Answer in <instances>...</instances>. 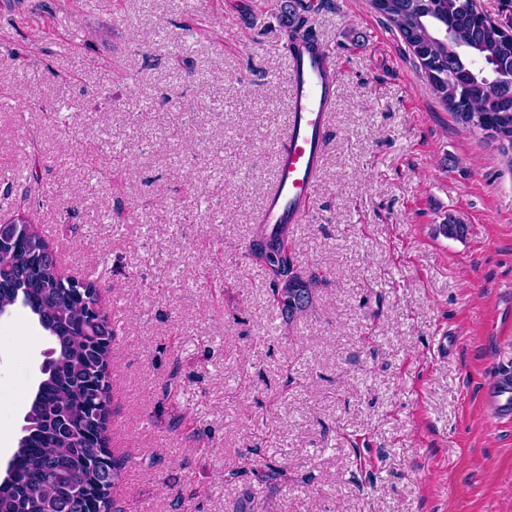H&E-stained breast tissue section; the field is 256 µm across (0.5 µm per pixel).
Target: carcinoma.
<instances>
[{
	"instance_id": "1",
	"label": "carcinoma",
	"mask_w": 512,
	"mask_h": 512,
	"mask_svg": "<svg viewBox=\"0 0 512 512\" xmlns=\"http://www.w3.org/2000/svg\"><path fill=\"white\" fill-rule=\"evenodd\" d=\"M286 28L285 49L314 37L305 14L310 0H273ZM401 36L428 83L455 120L474 134L495 133L512 167V21L493 17L477 0H372ZM22 224L23 244L0 248V316L21 305L53 340L27 411L23 436L0 477V512H120L112 490L124 478L125 461L109 447L110 361L115 329L99 303L62 280L55 254L32 220ZM449 238L467 226L455 216L440 225ZM245 256L269 272L270 301L284 321L313 305L312 281L297 268L288 226L271 233L256 225ZM254 481L287 479L276 464L243 458Z\"/></svg>"
}]
</instances>
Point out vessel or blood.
Instances as JSON below:
<instances>
[{
    "label": "vessel or blood",
    "instance_id": "1",
    "mask_svg": "<svg viewBox=\"0 0 512 512\" xmlns=\"http://www.w3.org/2000/svg\"><path fill=\"white\" fill-rule=\"evenodd\" d=\"M291 106L273 183L258 221L268 228L304 223L316 195V177L327 128V112L338 76L327 65L319 41L298 44L290 56ZM483 406L495 420L512 422V371L485 387Z\"/></svg>",
    "mask_w": 512,
    "mask_h": 512
}]
</instances>
